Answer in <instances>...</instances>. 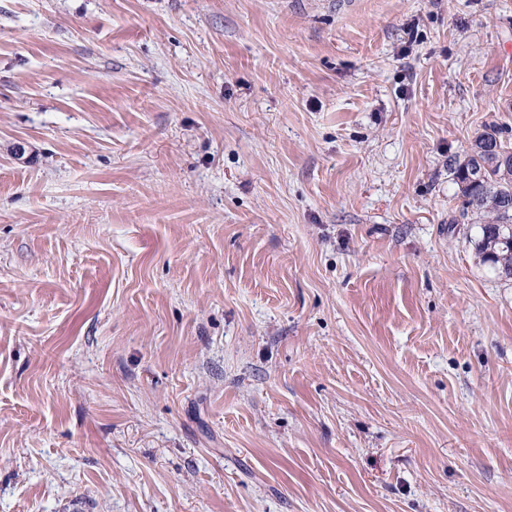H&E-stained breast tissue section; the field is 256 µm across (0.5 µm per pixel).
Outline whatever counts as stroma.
<instances>
[{
	"label": "stroma",
	"instance_id": "obj_1",
	"mask_svg": "<svg viewBox=\"0 0 512 512\" xmlns=\"http://www.w3.org/2000/svg\"><path fill=\"white\" fill-rule=\"evenodd\" d=\"M493 123L512 0H0V512H512ZM496 124L486 126L453 174L463 198V216H482L472 240L484 265L512 277V145Z\"/></svg>",
	"mask_w": 512,
	"mask_h": 512
}]
</instances>
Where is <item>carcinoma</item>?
<instances>
[{
	"label": "carcinoma",
	"instance_id": "1",
	"mask_svg": "<svg viewBox=\"0 0 512 512\" xmlns=\"http://www.w3.org/2000/svg\"><path fill=\"white\" fill-rule=\"evenodd\" d=\"M463 215L482 217L472 242L483 264L512 277V145L496 124L485 127L463 160L453 163Z\"/></svg>",
	"mask_w": 512,
	"mask_h": 512
}]
</instances>
